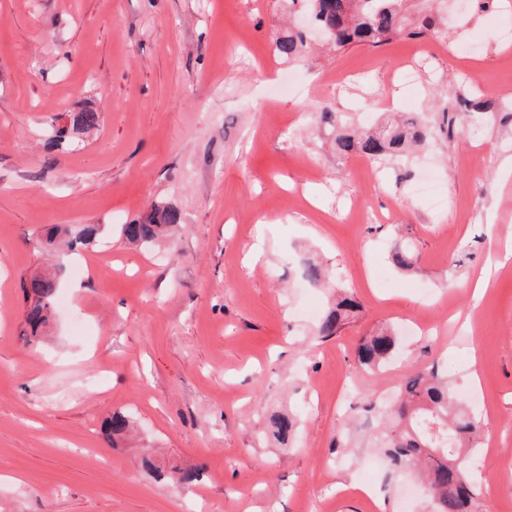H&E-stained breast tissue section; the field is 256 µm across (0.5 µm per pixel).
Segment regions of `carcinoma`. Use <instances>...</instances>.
Here are the masks:
<instances>
[{
  "label": "carcinoma",
  "instance_id": "obj_1",
  "mask_svg": "<svg viewBox=\"0 0 512 512\" xmlns=\"http://www.w3.org/2000/svg\"><path fill=\"white\" fill-rule=\"evenodd\" d=\"M302 10L327 31L336 49L350 45L378 46L396 38H421L438 33L440 22L426 15L411 28L401 10L400 0H303ZM309 43L298 29L276 41L277 52L290 60H308ZM97 112H76L71 127L86 131L99 125ZM432 131L418 116L407 115L373 132H340L336 151L352 153L374 160H399L411 149L426 144ZM181 222L180 212L171 205H156L142 219L121 225L125 239L143 246L166 235ZM99 227L87 224L76 232L51 224L45 230L46 243L70 251L77 245L93 246ZM393 265L401 270L414 266L415 254L404 237H398L391 250ZM303 278L312 285L325 282L326 272L316 262L306 261ZM24 323L31 337L37 338L55 310L58 296L56 274L45 272L23 283ZM359 305L348 292H336V304L321 318L314 335L323 341L337 336ZM396 337L378 333L366 337L356 351V364L364 369H382L394 356ZM385 422L378 430L377 447L381 449L392 472L413 466L419 468L428 484L433 512H474L478 493L464 472L469 453L481 446L483 421L460 397L448 379L435 368L403 376L399 383V400L382 411ZM130 421L121 413L110 415L104 423L107 439H121L129 431ZM296 428L290 414L270 415L265 435L286 447Z\"/></svg>",
  "mask_w": 512,
  "mask_h": 512
}]
</instances>
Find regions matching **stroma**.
I'll use <instances>...</instances> for the list:
<instances>
[{"instance_id":"1","label":"stroma","mask_w":512,"mask_h":512,"mask_svg":"<svg viewBox=\"0 0 512 512\" xmlns=\"http://www.w3.org/2000/svg\"><path fill=\"white\" fill-rule=\"evenodd\" d=\"M404 11L454 21L301 64L275 48L288 0H0V512H429L423 489L388 479L358 404L432 366L485 424L482 512H512V8ZM486 86L500 101L461 110ZM88 109L98 129L55 145L61 116ZM323 110L352 126L410 112L438 133L381 165L337 154ZM426 172L442 207L412 193ZM160 202L181 224L129 245L121 225ZM48 224L105 231L50 256ZM401 224L407 272L388 259ZM304 258L360 303L320 342L329 292L303 280ZM48 263L64 302L30 342L22 282ZM384 329L401 364L357 368L360 340ZM279 410L298 420L289 448L259 435ZM115 411L137 434L111 445ZM147 458L202 479L182 490Z\"/></svg>"}]
</instances>
